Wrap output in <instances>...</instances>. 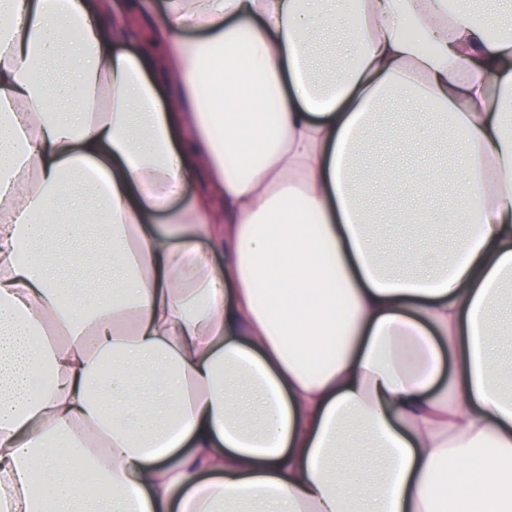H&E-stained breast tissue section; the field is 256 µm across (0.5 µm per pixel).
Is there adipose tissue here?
<instances>
[{
	"label": "adipose tissue",
	"instance_id": "obj_1",
	"mask_svg": "<svg viewBox=\"0 0 512 512\" xmlns=\"http://www.w3.org/2000/svg\"><path fill=\"white\" fill-rule=\"evenodd\" d=\"M489 21L473 0H0L5 512H512V26ZM408 100L449 114L459 158L418 186L458 191L384 215L364 187L389 169L357 161ZM447 222L466 233L426 245Z\"/></svg>",
	"mask_w": 512,
	"mask_h": 512
}]
</instances>
